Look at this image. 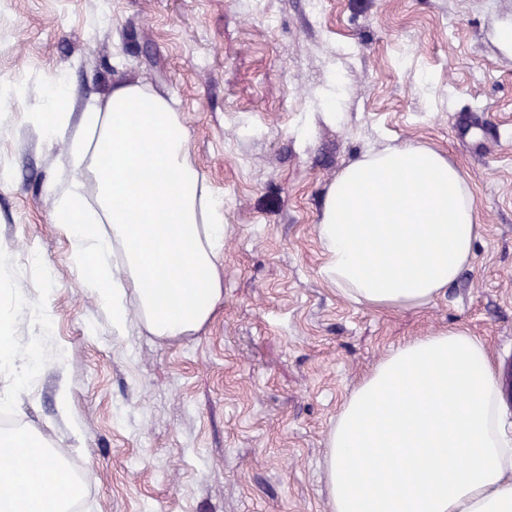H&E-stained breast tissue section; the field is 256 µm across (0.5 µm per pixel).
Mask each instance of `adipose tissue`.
I'll use <instances>...</instances> for the list:
<instances>
[{
  "label": "adipose tissue",
  "mask_w": 512,
  "mask_h": 512,
  "mask_svg": "<svg viewBox=\"0 0 512 512\" xmlns=\"http://www.w3.org/2000/svg\"><path fill=\"white\" fill-rule=\"evenodd\" d=\"M47 80L28 123L46 145L70 143V178L47 183L83 290L116 336L132 322L167 341L199 333L224 298L218 262L224 197L192 159L174 100L115 79L80 115ZM463 171L420 145L364 153L330 185L316 235L325 282L375 311L418 309L445 295L481 233ZM34 351L19 352L0 316V394L21 391ZM0 512H72L83 488L70 454L33 431L0 433ZM40 459L31 483L28 463ZM330 512H512V432L482 340L462 327L401 343L353 389L324 457Z\"/></svg>",
  "instance_id": "ef3b65f1"
}]
</instances>
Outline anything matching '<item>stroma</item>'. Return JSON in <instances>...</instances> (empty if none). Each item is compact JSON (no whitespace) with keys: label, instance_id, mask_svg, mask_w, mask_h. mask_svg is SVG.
Segmentation results:
<instances>
[{"label":"stroma","instance_id":"stroma-1","mask_svg":"<svg viewBox=\"0 0 512 512\" xmlns=\"http://www.w3.org/2000/svg\"><path fill=\"white\" fill-rule=\"evenodd\" d=\"M512 0H0V312L37 348L23 425L72 444L77 512H329L325 440L347 395L402 342L461 326L496 381L512 361ZM73 110L115 76L173 98L194 161L224 196V300L177 342L116 336L81 290L43 188L68 146L25 121L52 75ZM345 85L335 117L322 100ZM440 151L483 228L444 297L375 311L322 277L315 234L329 186L370 149ZM47 301L41 328L25 301ZM70 418L57 411L59 384ZM81 429L73 440L67 424Z\"/></svg>","mask_w":512,"mask_h":512}]
</instances>
